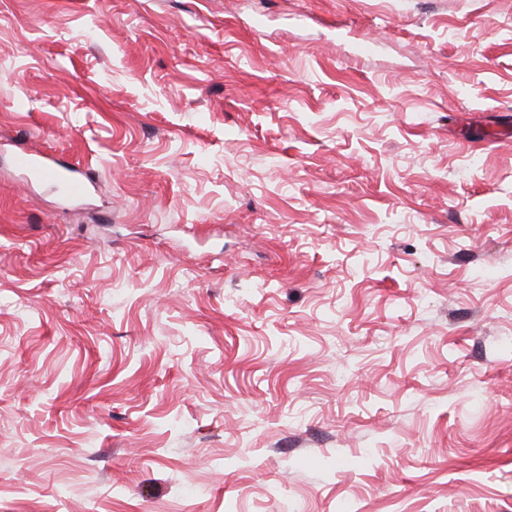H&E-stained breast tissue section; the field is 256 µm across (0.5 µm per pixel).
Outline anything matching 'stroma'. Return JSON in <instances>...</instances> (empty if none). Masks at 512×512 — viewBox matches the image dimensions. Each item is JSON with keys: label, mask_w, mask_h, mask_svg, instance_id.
Segmentation results:
<instances>
[{"label": "stroma", "mask_w": 512, "mask_h": 512, "mask_svg": "<svg viewBox=\"0 0 512 512\" xmlns=\"http://www.w3.org/2000/svg\"><path fill=\"white\" fill-rule=\"evenodd\" d=\"M0 512H512V0H0ZM14 165L30 177L52 183L57 190L71 199H78L89 193L91 180L79 167L61 162L53 155L39 152L17 151Z\"/></svg>", "instance_id": "stroma-1"}]
</instances>
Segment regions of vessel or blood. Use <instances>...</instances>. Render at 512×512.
<instances>
[{"mask_svg":"<svg viewBox=\"0 0 512 512\" xmlns=\"http://www.w3.org/2000/svg\"><path fill=\"white\" fill-rule=\"evenodd\" d=\"M14 165L34 179L52 183L71 199L84 197L90 190L91 181L82 169L52 155L19 151L14 155Z\"/></svg>","mask_w":512,"mask_h":512,"instance_id":"obj_1","label":"vessel or blood"}]
</instances>
